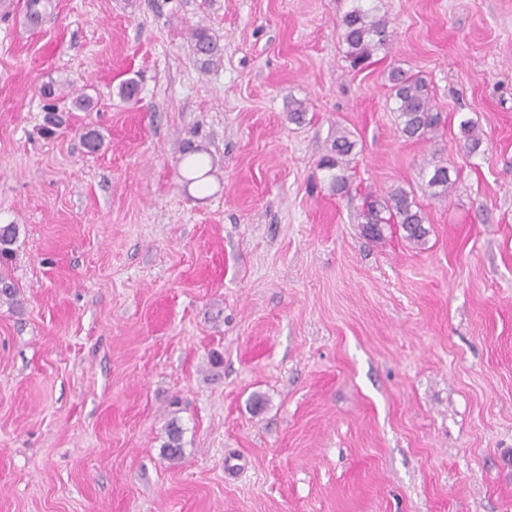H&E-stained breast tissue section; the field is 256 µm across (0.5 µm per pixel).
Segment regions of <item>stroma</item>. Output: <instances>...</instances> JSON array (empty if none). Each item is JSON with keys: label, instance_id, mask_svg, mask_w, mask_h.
Instances as JSON below:
<instances>
[{"label": "stroma", "instance_id": "35a3bbf8", "mask_svg": "<svg viewBox=\"0 0 512 512\" xmlns=\"http://www.w3.org/2000/svg\"><path fill=\"white\" fill-rule=\"evenodd\" d=\"M357 1L393 31L361 71ZM28 3L0 0V512H512V0ZM395 67L429 84L431 140L397 129ZM340 127L342 196L318 166ZM398 186L423 244L361 232L365 195ZM41 96L47 103L44 108L43 127L42 133L51 136L54 135L57 129L61 128L65 120L62 113L56 112L57 108L53 101L58 97L55 84L47 83L41 88ZM455 184V180H451L449 176L447 163L445 164L440 160L432 165L427 185L435 190V194L449 195L453 191ZM19 235V227L15 224L0 225V295H12L13 285L9 278L3 275V271L8 267L16 255L14 248Z\"/></svg>", "mask_w": 512, "mask_h": 512}]
</instances>
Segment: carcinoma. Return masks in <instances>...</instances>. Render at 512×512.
Instances as JSON below:
<instances>
[{"mask_svg": "<svg viewBox=\"0 0 512 512\" xmlns=\"http://www.w3.org/2000/svg\"><path fill=\"white\" fill-rule=\"evenodd\" d=\"M341 37L347 46V58L355 69H361L370 62L373 55L388 49L392 44V31L389 20L364 8L354 5L347 11L340 22ZM196 52L207 60L221 59V50L216 41L203 28L193 33ZM390 98L395 107L397 127L400 134L408 140L427 141L439 130L442 124L441 113L432 104L426 80L415 73L400 67L392 69L388 75ZM41 96L46 100L42 133L51 136L61 128L65 120L57 112L54 100L58 97L55 84L47 83L41 88ZM460 131L465 140L464 147L471 154L479 151L482 141L476 135L475 125L469 120L460 123ZM356 142L346 130L336 131L330 152L321 160V168L330 173V188L336 194H343L349 188L350 164ZM427 185L436 190L438 195H447L455 187L451 180L448 165L437 161L429 171ZM361 216V228L364 237L376 241L384 236V228L398 225L404 232V238L414 244L425 241L428 230L424 227L426 218L417 206L411 193L397 187L384 197L373 194L365 196ZM19 225H0V295H12L13 285L3 271L16 255L15 244L18 240ZM164 452L171 459L182 454L181 431L171 425L168 428V440Z\"/></svg>", "mask_w": 512, "mask_h": 512, "instance_id": "1", "label": "carcinoma"}]
</instances>
